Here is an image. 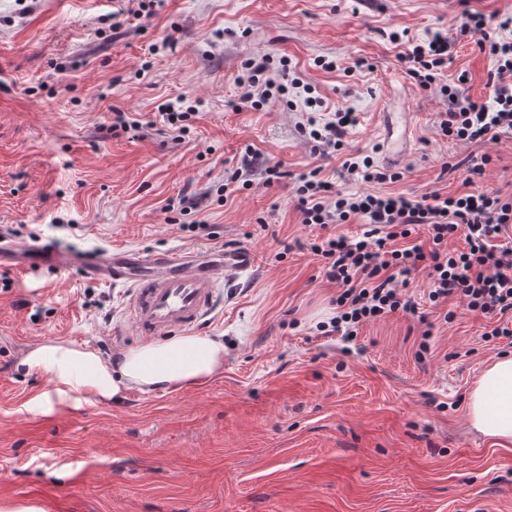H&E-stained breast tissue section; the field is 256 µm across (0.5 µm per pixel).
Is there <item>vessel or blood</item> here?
<instances>
[{"label": "vessel or blood", "instance_id": "b4317fda", "mask_svg": "<svg viewBox=\"0 0 512 512\" xmlns=\"http://www.w3.org/2000/svg\"><path fill=\"white\" fill-rule=\"evenodd\" d=\"M11 257L14 271L76 269L95 282L128 286L129 319L141 335L155 338L200 327L217 306L218 275L237 276L258 258L246 246L218 251L70 252L48 242L0 243V260Z\"/></svg>", "mask_w": 512, "mask_h": 512}]
</instances>
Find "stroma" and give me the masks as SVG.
<instances>
[{
	"label": "stroma",
	"instance_id": "1",
	"mask_svg": "<svg viewBox=\"0 0 512 512\" xmlns=\"http://www.w3.org/2000/svg\"><path fill=\"white\" fill-rule=\"evenodd\" d=\"M136 0H0V229L77 251L192 250L245 245L255 270L222 279L224 306L197 328L224 341V369L199 386L126 392L46 413L49 390L22 366L42 341L93 347L113 360L142 345L126 317L127 289L76 270L0 268V503L45 497L59 512H512V446L471 430L468 393L512 341L460 302L432 306L424 273L405 290L417 314L370 321L353 339L323 336L335 284L301 222L297 174L316 168L347 191L360 180L342 156L305 141V94L289 90L252 109L241 99L244 62L288 58L328 112L357 123L347 150L373 151L404 177L384 193L416 198L465 192L443 164L490 155L480 182L512 190V139L440 136V87L460 71L474 100L490 94V58L463 32L465 9L489 36L512 0H164L136 18ZM121 12L123 26L108 21ZM456 40L438 83L401 70L388 35ZM335 60L336 70L317 65ZM200 100L189 132L164 125L160 104ZM139 130L106 133L113 113ZM408 128L388 149L386 126ZM252 145L283 176L223 194ZM194 202L181 213V198ZM191 224L206 225L202 234ZM452 320H444L446 310ZM430 350L418 359L423 331Z\"/></svg>",
	"mask_w": 512,
	"mask_h": 512
}]
</instances>
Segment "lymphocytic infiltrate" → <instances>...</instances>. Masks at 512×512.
<instances>
[{
	"mask_svg": "<svg viewBox=\"0 0 512 512\" xmlns=\"http://www.w3.org/2000/svg\"><path fill=\"white\" fill-rule=\"evenodd\" d=\"M466 17L468 28L480 36V52L493 64L488 78L490 99L473 100L467 88L469 74L460 72L443 87L448 108L439 115V131L453 141L511 139L512 14L499 20L504 36L497 40L484 37L483 13L470 11ZM389 39L400 49L398 60L405 73L422 87L437 81L455 50L454 40L441 31L431 32L423 41L405 30L391 32ZM306 103L311 110L308 135L319 153L327 156L343 150L356 122L354 113L339 110L322 121L315 114L322 99L311 96ZM490 161L486 154L469 156L445 163L443 169L465 170V182L472 187ZM319 174L316 168L298 174L296 194L304 226L323 231L310 250L322 258L327 280L339 289L335 316L318 325L321 335L354 336L366 322L397 311L415 312V303L405 298L399 284L422 271L430 303L459 299L470 310L498 318L490 337L512 338V326L507 323L512 316V239L506 237L512 229V194L473 187L458 196L432 191L417 199L369 190L347 193ZM355 219L365 226L359 237L330 234V226ZM421 230L426 242H413V235ZM460 231L465 234V248L449 250V238Z\"/></svg>",
	"mask_w": 512,
	"mask_h": 512,
	"instance_id": "f902f5d3",
	"label": "lymphocytic infiltrate"
}]
</instances>
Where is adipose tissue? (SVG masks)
<instances>
[{
  "label": "adipose tissue",
  "instance_id": "adipose-tissue-1",
  "mask_svg": "<svg viewBox=\"0 0 512 512\" xmlns=\"http://www.w3.org/2000/svg\"><path fill=\"white\" fill-rule=\"evenodd\" d=\"M22 363L47 376L51 389L33 404L49 408L78 395L108 402L131 389L149 393L203 383L223 370L224 343L187 334L128 349L112 362L90 347L51 341L31 348ZM467 413L476 432L512 445V356L496 358L484 370L469 392Z\"/></svg>",
  "mask_w": 512,
  "mask_h": 512
}]
</instances>
